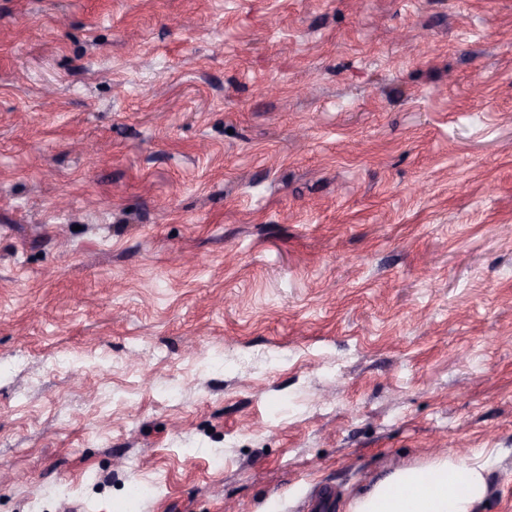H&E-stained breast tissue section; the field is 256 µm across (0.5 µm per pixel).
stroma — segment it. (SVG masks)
Returning a JSON list of instances; mask_svg holds the SVG:
<instances>
[{"instance_id": "obj_1", "label": "stroma", "mask_w": 512, "mask_h": 512, "mask_svg": "<svg viewBox=\"0 0 512 512\" xmlns=\"http://www.w3.org/2000/svg\"><path fill=\"white\" fill-rule=\"evenodd\" d=\"M505 224L512 0H0V512H512ZM482 452L400 467L358 491L346 512H483L490 492Z\"/></svg>"}]
</instances>
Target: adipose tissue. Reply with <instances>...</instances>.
<instances>
[{"mask_svg":"<svg viewBox=\"0 0 512 512\" xmlns=\"http://www.w3.org/2000/svg\"><path fill=\"white\" fill-rule=\"evenodd\" d=\"M490 492L480 456L434 457L400 467L358 491L346 512H483Z\"/></svg>","mask_w":512,"mask_h":512,"instance_id":"adipose-tissue-1","label":"adipose tissue"}]
</instances>
